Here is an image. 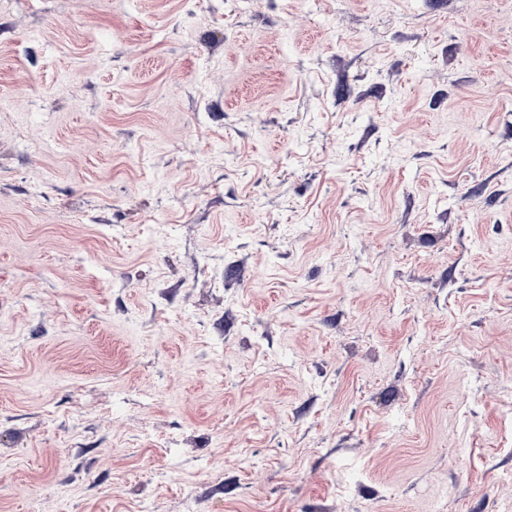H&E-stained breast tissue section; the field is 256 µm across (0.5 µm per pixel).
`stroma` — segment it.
<instances>
[{
  "instance_id": "1",
  "label": "stroma",
  "mask_w": 512,
  "mask_h": 512,
  "mask_svg": "<svg viewBox=\"0 0 512 512\" xmlns=\"http://www.w3.org/2000/svg\"><path fill=\"white\" fill-rule=\"evenodd\" d=\"M0 512H512V0H0Z\"/></svg>"
}]
</instances>
